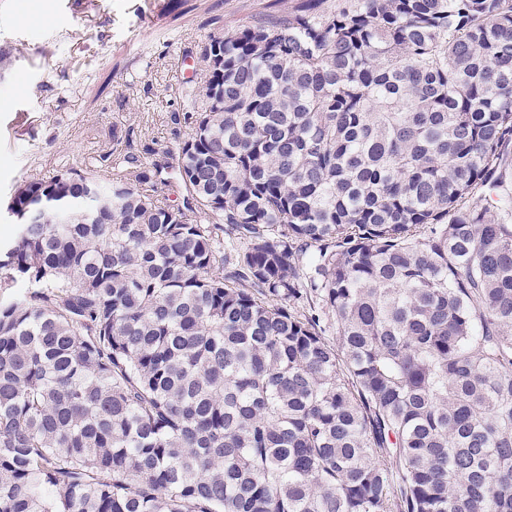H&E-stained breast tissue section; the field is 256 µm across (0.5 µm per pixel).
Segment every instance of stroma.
I'll use <instances>...</instances> for the list:
<instances>
[{
    "label": "stroma",
    "mask_w": 512,
    "mask_h": 512,
    "mask_svg": "<svg viewBox=\"0 0 512 512\" xmlns=\"http://www.w3.org/2000/svg\"><path fill=\"white\" fill-rule=\"evenodd\" d=\"M293 0H0V211L70 169L110 183L113 148L177 152L171 112L210 36Z\"/></svg>",
    "instance_id": "stroma-1"
}]
</instances>
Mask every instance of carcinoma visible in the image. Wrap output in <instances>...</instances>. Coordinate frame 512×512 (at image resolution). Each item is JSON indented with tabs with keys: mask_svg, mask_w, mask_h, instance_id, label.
<instances>
[{
	"mask_svg": "<svg viewBox=\"0 0 512 512\" xmlns=\"http://www.w3.org/2000/svg\"><path fill=\"white\" fill-rule=\"evenodd\" d=\"M200 59L176 165L7 206L0 512H512V0H294Z\"/></svg>",
	"mask_w": 512,
	"mask_h": 512,
	"instance_id": "carcinoma-1",
	"label": "carcinoma"
}]
</instances>
